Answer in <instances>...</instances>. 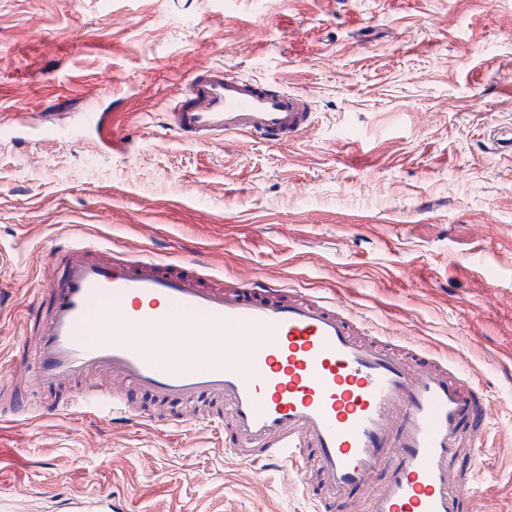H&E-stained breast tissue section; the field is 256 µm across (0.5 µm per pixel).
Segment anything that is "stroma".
Segmentation results:
<instances>
[{
	"mask_svg": "<svg viewBox=\"0 0 512 512\" xmlns=\"http://www.w3.org/2000/svg\"><path fill=\"white\" fill-rule=\"evenodd\" d=\"M0 364L71 236L168 259L204 251L340 302L367 336L448 355L483 387L480 483L512 512V0H0ZM201 63L306 94L278 146L198 144L163 111ZM107 133L79 139L86 110ZM150 425L0 427V512L106 487L126 512H314L224 435Z\"/></svg>",
	"mask_w": 512,
	"mask_h": 512,
	"instance_id": "35a3bbf8",
	"label": "stroma"
}]
</instances>
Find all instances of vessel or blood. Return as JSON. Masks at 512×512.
I'll list each match as a JSON object with an SVG mask.
<instances>
[{
  "label": "vessel or blood",
  "mask_w": 512,
  "mask_h": 512,
  "mask_svg": "<svg viewBox=\"0 0 512 512\" xmlns=\"http://www.w3.org/2000/svg\"><path fill=\"white\" fill-rule=\"evenodd\" d=\"M197 143L246 137L277 145L312 123L305 95L203 65L165 114ZM27 336L0 370V425L44 417L154 422L141 399L192 421L224 407L219 427L247 467L294 472L317 512H484L490 403L457 362L359 336L342 306L274 278L235 286L205 253L162 261L71 238L51 256L25 317ZM196 340L206 364L175 359L154 334ZM223 343L209 351L207 338ZM63 512H125L105 488Z\"/></svg>",
  "instance_id": "1"
}]
</instances>
